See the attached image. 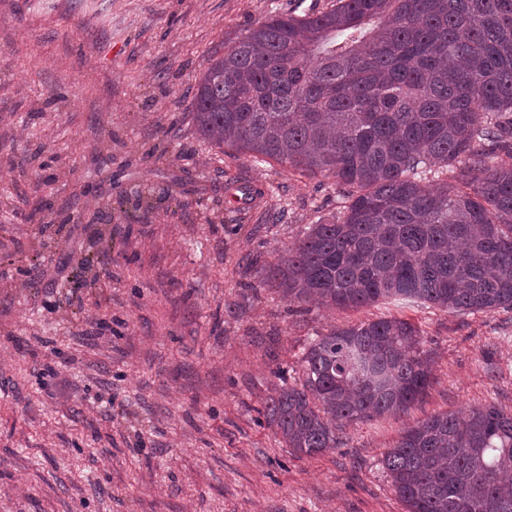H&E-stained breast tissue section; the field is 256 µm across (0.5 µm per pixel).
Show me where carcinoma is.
I'll list each match as a JSON object with an SVG mask.
<instances>
[{
    "instance_id": "1",
    "label": "carcinoma",
    "mask_w": 512,
    "mask_h": 512,
    "mask_svg": "<svg viewBox=\"0 0 512 512\" xmlns=\"http://www.w3.org/2000/svg\"><path fill=\"white\" fill-rule=\"evenodd\" d=\"M213 146L272 160L348 192L267 270L291 303H423L512 310V0H336L274 14L211 55L191 102ZM451 172L453 184L440 181ZM408 319L382 315L316 336L263 406L290 451L407 412L432 384ZM407 512H512V412L436 414L382 459Z\"/></svg>"
}]
</instances>
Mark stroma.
I'll return each mask as SVG.
<instances>
[{"label":"stroma","instance_id":"stroma-1","mask_svg":"<svg viewBox=\"0 0 512 512\" xmlns=\"http://www.w3.org/2000/svg\"><path fill=\"white\" fill-rule=\"evenodd\" d=\"M332 3L0 0V512H405L381 463L405 429L512 410V310L289 303L266 269L344 187L195 130L226 39ZM390 310L428 396L295 456L261 413L276 371Z\"/></svg>","mask_w":512,"mask_h":512}]
</instances>
